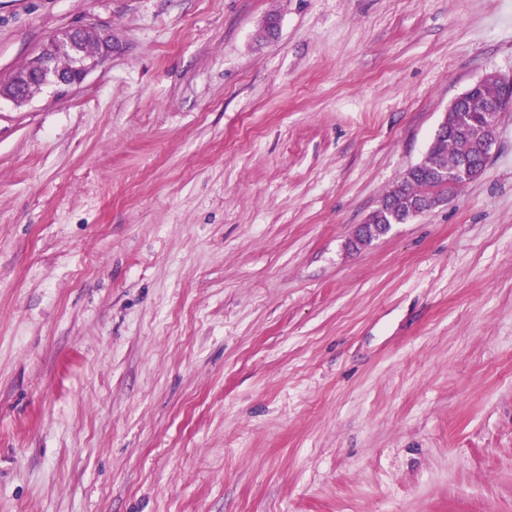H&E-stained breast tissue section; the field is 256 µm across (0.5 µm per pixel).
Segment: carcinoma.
<instances>
[{
	"instance_id": "cac0c4a2",
	"label": "carcinoma",
	"mask_w": 512,
	"mask_h": 512,
	"mask_svg": "<svg viewBox=\"0 0 512 512\" xmlns=\"http://www.w3.org/2000/svg\"><path fill=\"white\" fill-rule=\"evenodd\" d=\"M74 51L71 45L62 41L55 46L57 68L65 70L71 66ZM512 103V89L496 80H486L456 105L448 108L447 117L440 122V130L431 141L421 161L411 167V173L404 178L402 192L398 195L387 191L376 208L375 224L390 223L393 215L398 223L405 224L414 218L413 210L429 196L439 176L448 172L455 175L452 196L467 179L459 175L464 169H481L485 165L479 140L487 124L484 108L494 111L509 110Z\"/></svg>"
}]
</instances>
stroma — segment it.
I'll list each match as a JSON object with an SVG mask.
<instances>
[{"mask_svg": "<svg viewBox=\"0 0 512 512\" xmlns=\"http://www.w3.org/2000/svg\"><path fill=\"white\" fill-rule=\"evenodd\" d=\"M78 24L0 98V512H512V110L349 245L512 0H0V83ZM55 49L57 68L65 70L70 67L74 55L71 45L65 40H62V42L56 44ZM96 51V40L92 36H89L79 45V52L81 55L93 56L78 58L70 67V70L64 74H59L52 84L63 88V91L81 85L87 76L103 62L109 52V45L102 42L100 52L94 55Z\"/></svg>", "mask_w": 512, "mask_h": 512, "instance_id": "35a3bbf8", "label": "stroma"}]
</instances>
